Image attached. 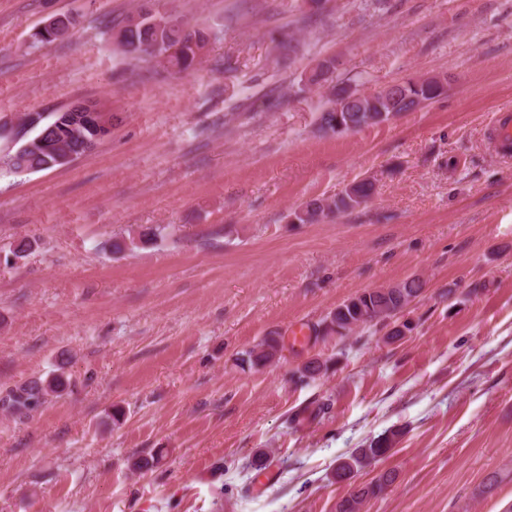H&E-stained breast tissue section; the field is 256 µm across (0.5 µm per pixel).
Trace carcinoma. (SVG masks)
<instances>
[{"label":"carcinoma","instance_id":"obj_1","mask_svg":"<svg viewBox=\"0 0 512 512\" xmlns=\"http://www.w3.org/2000/svg\"><path fill=\"white\" fill-rule=\"evenodd\" d=\"M122 38L117 45L127 55L140 56L141 46L155 47L150 57L167 66L182 70L190 66L206 45V37L199 32L188 31L176 18H168L165 25L155 23V16L141 7L136 15L129 16L120 29ZM177 47L174 54L169 48ZM336 60L319 63L309 78V83L327 89V101L320 112V129L326 134H337L336 127L346 126L354 132L365 127L391 122L403 112H411L420 102H430L444 95L446 82L441 78H409L394 86V90H383L366 95L348 84L336 83ZM51 169L46 158L34 151L10 150L4 156L0 171L10 174L36 173ZM376 192V180L362 179L348 185L333 198L312 199L300 205L294 212V221L313 224L333 214L351 212L369 201ZM161 235L158 228H147L136 236L112 240V253L121 254L141 245L151 243ZM423 282L418 277L410 278L393 286L377 288L357 294L336 306L325 320L324 333L341 338L352 334L357 328L375 323H385L396 317L412 301L420 296ZM279 350L278 341L266 337L253 348L242 352L241 364L252 369L271 362ZM69 386L64 373L52 375L48 380H33L9 390L0 398V406L17 415H26L41 406L48 396L57 395ZM399 432L386 431L372 440L369 447L361 448L349 460L336 469V477L343 479L353 471L371 461L389 454L397 443ZM392 481L389 474L362 486L343 499L337 512H362L364 503L379 496Z\"/></svg>","mask_w":512,"mask_h":512}]
</instances>
